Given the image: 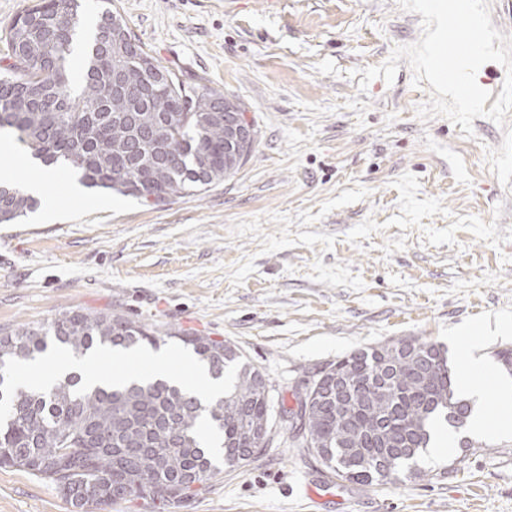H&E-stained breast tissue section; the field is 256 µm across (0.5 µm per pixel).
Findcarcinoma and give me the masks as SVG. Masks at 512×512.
<instances>
[{"label":"carcinoma","instance_id":"cac0c4a2","mask_svg":"<svg viewBox=\"0 0 512 512\" xmlns=\"http://www.w3.org/2000/svg\"><path fill=\"white\" fill-rule=\"evenodd\" d=\"M81 49L82 72L71 59L82 27L80 0H36L6 33L13 63L0 77V130L8 128L31 155L66 165L88 188L155 202L180 197L235 174L238 144L224 127L221 93L184 83L133 36L115 42L122 19L112 0ZM121 70L125 85L112 80ZM159 70L163 82H149ZM177 159L176 166L171 160ZM37 201L0 185V224H14ZM177 340L192 349L215 379L236 368L224 396L204 401L164 379L90 390L69 376L19 389L5 377L49 344L84 354L94 347H156ZM321 386L300 404L309 453L341 482L369 485L418 477L413 467L435 426L459 429L471 403L455 395L448 357L434 343L409 339L360 349L321 372ZM272 399L264 374L237 350L207 336L161 332L112 310L65 309L47 323L0 332V468H15L53 484L77 512H105L130 498L170 507L196 494L219 469L198 427L207 416L223 440L224 464L252 458L270 430Z\"/></svg>","mask_w":512,"mask_h":512}]
</instances>
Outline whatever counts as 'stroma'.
<instances>
[{
  "instance_id": "obj_1",
  "label": "stroma",
  "mask_w": 512,
  "mask_h": 512,
  "mask_svg": "<svg viewBox=\"0 0 512 512\" xmlns=\"http://www.w3.org/2000/svg\"><path fill=\"white\" fill-rule=\"evenodd\" d=\"M132 36L186 83L241 103L240 170L170 201L82 188L58 167L39 207L0 224V331L69 308L235 346L267 378L271 433L171 512H512V428L460 429L420 477L336 484L290 417L337 359L401 338L444 348L460 326L495 373L512 348V112L473 137L421 120L407 60L359 91L357 70L422 34L398 0H113ZM0 512H73L50 483L0 468Z\"/></svg>"
}]
</instances>
